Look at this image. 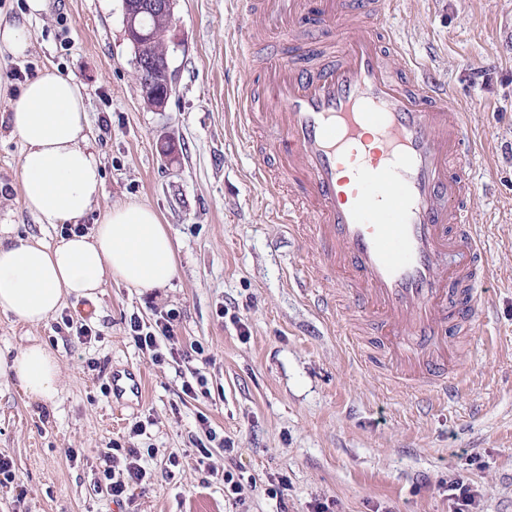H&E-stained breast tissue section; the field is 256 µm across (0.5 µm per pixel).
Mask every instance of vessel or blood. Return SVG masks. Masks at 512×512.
Instances as JSON below:
<instances>
[{
	"label": "vessel or blood",
	"instance_id": "vessel-or-blood-1",
	"mask_svg": "<svg viewBox=\"0 0 512 512\" xmlns=\"http://www.w3.org/2000/svg\"><path fill=\"white\" fill-rule=\"evenodd\" d=\"M303 0H261L264 23L293 36ZM324 25H339V46L305 44L296 61L240 65L259 80L238 91L244 127L277 132L266 150L278 177L302 203L283 223L312 228L320 265L344 286L369 322L395 385L448 392L457 354L448 345L481 317L490 277L475 207L474 139L469 115L449 107L429 71L404 82L389 63L382 0H320Z\"/></svg>",
	"mask_w": 512,
	"mask_h": 512
}]
</instances>
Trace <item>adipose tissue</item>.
Instances as JSON below:
<instances>
[{
    "instance_id": "adipose-tissue-1",
    "label": "adipose tissue",
    "mask_w": 512,
    "mask_h": 512,
    "mask_svg": "<svg viewBox=\"0 0 512 512\" xmlns=\"http://www.w3.org/2000/svg\"><path fill=\"white\" fill-rule=\"evenodd\" d=\"M9 123L22 146L25 209L42 224L78 223L102 190L81 85L44 68L13 101ZM177 273L173 241L157 212L142 203L108 208L91 232L53 243L0 234V312L33 325L56 313L64 298L96 299L105 277L144 291L169 285ZM0 376L16 379L28 397L48 404L60 393L58 356L39 342L12 359L0 357Z\"/></svg>"
}]
</instances>
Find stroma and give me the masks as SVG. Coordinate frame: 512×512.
<instances>
[{
  "label": "stroma",
  "mask_w": 512,
  "mask_h": 512,
  "mask_svg": "<svg viewBox=\"0 0 512 512\" xmlns=\"http://www.w3.org/2000/svg\"><path fill=\"white\" fill-rule=\"evenodd\" d=\"M256 0H176L168 58L174 88L163 111L145 105L122 0H47L28 21L25 58H0V82L53 67L88 97L92 149L103 186L93 211L139 202L159 214L175 244L171 286L136 292L106 278L96 301L67 298L31 326L0 313V357L38 338L56 351L65 386L56 404L0 379V455L15 479L0 485V512H453L448 483L476 492L472 512H512V0H392L386 23L410 61L448 88L449 105L472 108L479 153L471 222L485 237L494 276L490 310L454 342L464 381L441 401L395 386L373 345L356 355L346 336L354 309L322 318L302 285L319 262L311 236L289 235L280 212L289 186L268 191L254 175L273 129L242 131L234 93L252 80L238 64L242 8ZM0 97V225L54 242L13 186L21 144ZM178 310L182 350L203 348L197 367L155 363L131 338V317ZM85 322L82 340L66 319ZM134 370L140 390L112 397L111 376ZM204 380L181 399L191 375ZM214 433L209 458L199 415ZM143 422L132 438L128 426ZM233 454H225V440ZM145 451L148 478L132 502L96 494L109 441ZM77 459H69L68 449ZM180 464L171 467L169 456ZM241 471V500L224 494V470Z\"/></svg>",
  "instance_id": "stroma-1"
}]
</instances>
